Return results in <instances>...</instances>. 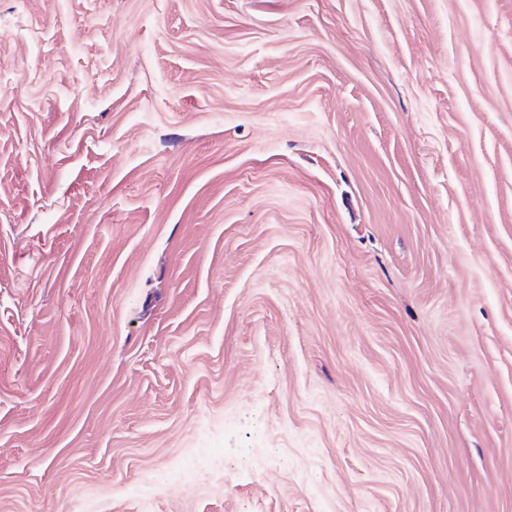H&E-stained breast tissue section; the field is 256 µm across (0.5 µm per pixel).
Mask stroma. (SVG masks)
<instances>
[{"label": "stroma", "instance_id": "35a3bbf8", "mask_svg": "<svg viewBox=\"0 0 512 512\" xmlns=\"http://www.w3.org/2000/svg\"><path fill=\"white\" fill-rule=\"evenodd\" d=\"M0 512H512V0H0Z\"/></svg>", "mask_w": 512, "mask_h": 512}]
</instances>
